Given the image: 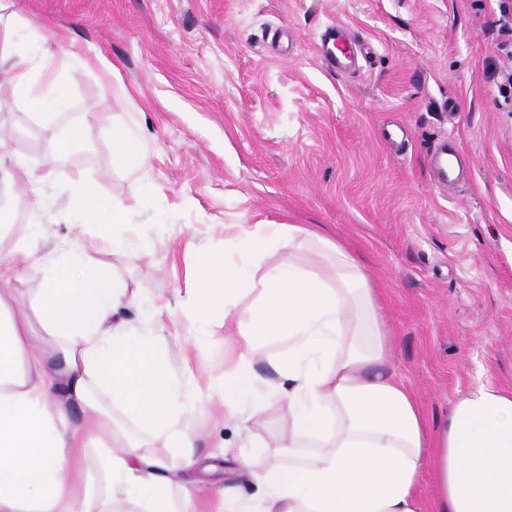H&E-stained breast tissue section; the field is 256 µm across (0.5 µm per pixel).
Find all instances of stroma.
<instances>
[{"label": "stroma", "mask_w": 512, "mask_h": 512, "mask_svg": "<svg viewBox=\"0 0 512 512\" xmlns=\"http://www.w3.org/2000/svg\"><path fill=\"white\" fill-rule=\"evenodd\" d=\"M503 0H14L32 62L36 35L56 33L86 68L59 61L68 101L60 134L84 137L53 157L32 108L0 103V170L15 160L51 171L57 191L89 180L124 208L122 235L138 247L110 258L115 275L145 289L156 306L181 311L197 294L202 262H248L255 273L287 259L273 247L243 257L241 224H300L360 257L381 290V313L396 338L391 363L422 403L429 427L448 417L475 384L512 390V98L498 91L512 73V13ZM345 24L360 48L353 70L323 66L317 40ZM405 136L385 142L381 130ZM134 129L138 170L112 150V133ZM467 163L454 188L434 177L441 139ZM0 257L31 232L24 185ZM43 253L86 247L101 225L79 223L66 203L48 218ZM121 316L155 337L187 386L224 383V316L197 313L156 326L134 304ZM218 398L185 411L194 464L183 451L113 415L143 455L168 462L174 478L207 490H248L225 454L231 434L217 423ZM263 445L244 448L256 468L287 465L277 441L288 433L281 404L255 408Z\"/></svg>", "instance_id": "stroma-1"}]
</instances>
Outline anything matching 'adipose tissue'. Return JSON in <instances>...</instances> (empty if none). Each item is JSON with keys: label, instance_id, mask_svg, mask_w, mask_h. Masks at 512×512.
Instances as JSON below:
<instances>
[{"label": "adipose tissue", "instance_id": "obj_1", "mask_svg": "<svg viewBox=\"0 0 512 512\" xmlns=\"http://www.w3.org/2000/svg\"><path fill=\"white\" fill-rule=\"evenodd\" d=\"M12 7L0 0V61L11 63L0 102L27 98L53 153L64 154L83 131L66 140L56 133L65 103L49 77L54 36L41 37L48 77L36 81L19 54L21 21ZM68 205L88 224L127 221L91 183L75 184ZM39 238L35 232L17 244L0 269V512H125L128 503L135 512H199L203 490L191 483L172 510L166 464L139 456L111 412L120 407L164 435L166 447L194 446L179 419L196 395L178 388L153 337L133 335L117 318L149 296L85 252L44 258ZM237 242L247 252L273 242L288 259L259 276L225 263L193 273L198 302L222 305L228 327L219 418L242 436L252 407L272 399L285 405L289 428L279 445L288 464L258 471L239 456L252 492L225 494L221 512H422L418 487L427 476L435 512H512V392L476 385L428 430L421 404L390 367L393 338L358 257L297 224H242ZM37 264L41 285L22 315L11 279ZM258 361L274 379L254 371ZM73 405L85 411L78 428L66 418ZM94 437L107 443L92 481L81 462Z\"/></svg>", "mask_w": 512, "mask_h": 512}]
</instances>
